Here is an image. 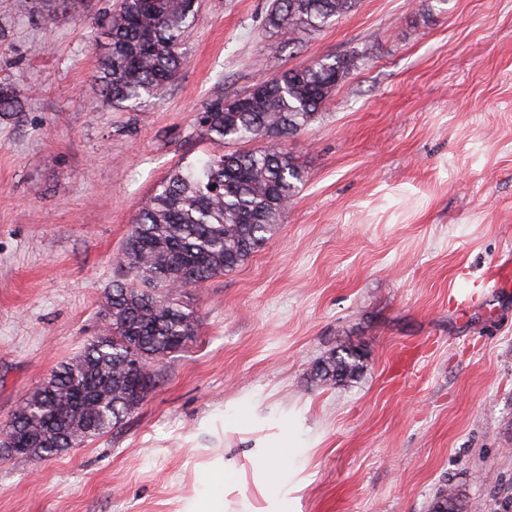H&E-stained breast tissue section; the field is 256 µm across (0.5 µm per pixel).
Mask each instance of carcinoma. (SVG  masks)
<instances>
[{
    "label": "carcinoma",
    "instance_id": "cac0c4a2",
    "mask_svg": "<svg viewBox=\"0 0 512 512\" xmlns=\"http://www.w3.org/2000/svg\"><path fill=\"white\" fill-rule=\"evenodd\" d=\"M356 0H273L267 25L284 42L349 13ZM198 14L196 0H121L108 20L109 44L96 80L110 105L134 108L156 97L184 59L181 38ZM322 57L289 68L226 101L214 95L201 112L203 135L217 150L174 168L142 204L117 261L101 334L23 399L6 429L49 458L120 423L153 387L151 362L196 336V312L181 293L243 264L272 234L294 197L302 172L284 140L320 117L355 58ZM22 95L0 85V112H19ZM266 144L224 151L230 142ZM136 355L144 373L127 367ZM310 377L325 385L354 380L363 356L342 348L319 360ZM446 512H465L463 495L441 491Z\"/></svg>",
    "mask_w": 512,
    "mask_h": 512
}]
</instances>
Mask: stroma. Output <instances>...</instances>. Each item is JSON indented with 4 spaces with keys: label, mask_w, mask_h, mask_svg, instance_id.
<instances>
[{
    "label": "stroma",
    "mask_w": 512,
    "mask_h": 512,
    "mask_svg": "<svg viewBox=\"0 0 512 512\" xmlns=\"http://www.w3.org/2000/svg\"><path fill=\"white\" fill-rule=\"evenodd\" d=\"M119 3L0 0V84L25 97L0 114V424L97 335L141 200L213 148L215 91L372 55L288 138L304 178L274 235L184 291L193 342L109 432L1 458L0 512L262 508L269 448L293 466L285 512H431L451 485L512 512V281L483 286L512 263V0H357L290 46L272 0H199L182 69L135 109L95 80ZM341 347L362 373L312 382Z\"/></svg>",
    "instance_id": "stroma-1"
}]
</instances>
